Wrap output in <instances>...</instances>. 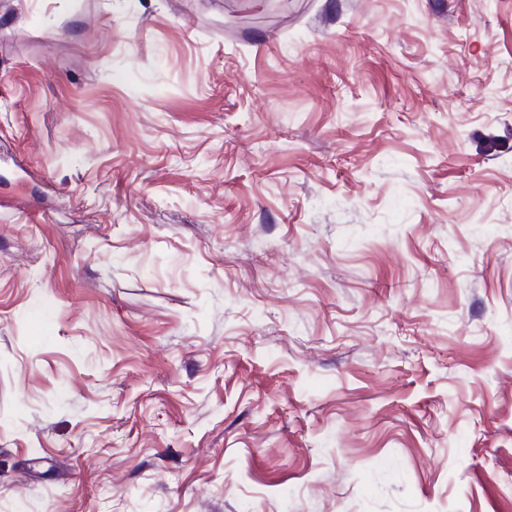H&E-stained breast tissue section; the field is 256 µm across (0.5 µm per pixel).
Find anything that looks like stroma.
Wrapping results in <instances>:
<instances>
[{
    "instance_id": "35a3bbf8",
    "label": "stroma",
    "mask_w": 512,
    "mask_h": 512,
    "mask_svg": "<svg viewBox=\"0 0 512 512\" xmlns=\"http://www.w3.org/2000/svg\"><path fill=\"white\" fill-rule=\"evenodd\" d=\"M508 479L512 0H0V512Z\"/></svg>"
}]
</instances>
